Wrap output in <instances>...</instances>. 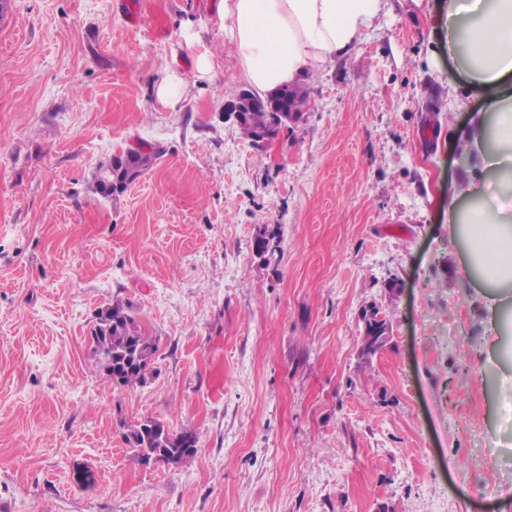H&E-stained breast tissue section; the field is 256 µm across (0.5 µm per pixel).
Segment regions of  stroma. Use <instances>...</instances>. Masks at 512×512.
<instances>
[{
	"label": "stroma",
	"instance_id": "obj_1",
	"mask_svg": "<svg viewBox=\"0 0 512 512\" xmlns=\"http://www.w3.org/2000/svg\"><path fill=\"white\" fill-rule=\"evenodd\" d=\"M157 2L137 26L119 0L0 9V512H512V330L448 251L483 101L435 0L306 70V109L262 150L224 117L248 83L219 0H165L163 38ZM143 142L155 165L96 192ZM117 299L158 345L132 388L89 348ZM372 304L393 341L366 359ZM148 418L195 433L194 457L141 463L124 434Z\"/></svg>",
	"mask_w": 512,
	"mask_h": 512
}]
</instances>
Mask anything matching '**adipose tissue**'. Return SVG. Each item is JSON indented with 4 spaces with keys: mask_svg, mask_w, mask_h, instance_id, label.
Instances as JSON below:
<instances>
[{
    "mask_svg": "<svg viewBox=\"0 0 512 512\" xmlns=\"http://www.w3.org/2000/svg\"><path fill=\"white\" fill-rule=\"evenodd\" d=\"M390 0H220L243 76L266 94L308 66L351 53ZM434 28L485 109L464 149L476 176L448 191V241L475 288H494L492 315L512 306V0H439Z\"/></svg>",
    "mask_w": 512,
    "mask_h": 512,
    "instance_id": "obj_1",
    "label": "adipose tissue"
}]
</instances>
